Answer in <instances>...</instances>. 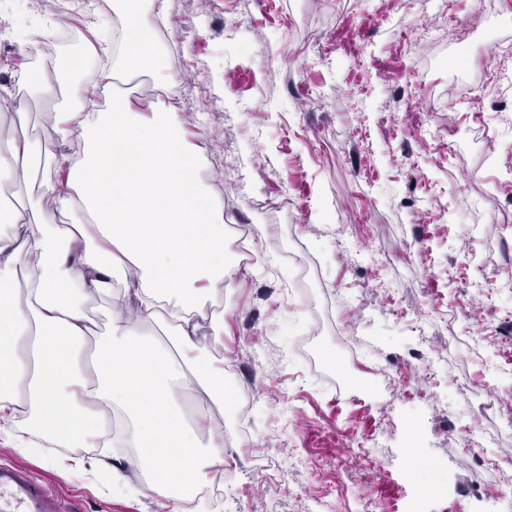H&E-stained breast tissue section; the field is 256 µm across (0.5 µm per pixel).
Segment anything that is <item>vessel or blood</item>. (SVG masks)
Here are the masks:
<instances>
[{"mask_svg": "<svg viewBox=\"0 0 512 512\" xmlns=\"http://www.w3.org/2000/svg\"><path fill=\"white\" fill-rule=\"evenodd\" d=\"M0 512H64L33 472L20 465H0Z\"/></svg>", "mask_w": 512, "mask_h": 512, "instance_id": "vessel-or-blood-1", "label": "vessel or blood"}]
</instances>
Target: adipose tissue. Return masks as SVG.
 I'll list each match as a JSON object with an SVG mask.
<instances>
[{
	"mask_svg": "<svg viewBox=\"0 0 512 512\" xmlns=\"http://www.w3.org/2000/svg\"><path fill=\"white\" fill-rule=\"evenodd\" d=\"M163 12L164 0H113L123 42L96 74V86L113 91L105 107L90 104L72 61L54 62L67 75L68 104L52 132L75 136V150L54 152L26 132L28 99L52 90L40 70L17 73L27 99L0 94V116L17 131L0 149V179L33 177L52 201L17 208L0 232V421L23 414L59 444L99 448L111 446L122 419L131 464L169 499L222 479L228 462L219 413L230 365L205 354L198 329L201 304L237 267L179 113L113 90L116 80L143 77L167 93L176 87L172 64L141 37ZM90 293L109 300L112 323L84 370Z\"/></svg>",
	"mask_w": 512,
	"mask_h": 512,
	"instance_id": "obj_1",
	"label": "adipose tissue"
}]
</instances>
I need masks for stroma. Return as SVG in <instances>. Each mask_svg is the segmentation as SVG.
Instances as JSON below:
<instances>
[{"label": "stroma", "mask_w": 512, "mask_h": 512, "mask_svg": "<svg viewBox=\"0 0 512 512\" xmlns=\"http://www.w3.org/2000/svg\"><path fill=\"white\" fill-rule=\"evenodd\" d=\"M448 0L447 13L423 0H166L158 50L174 56L170 100L189 141L201 149L209 188L226 197V225H262L253 264L202 306L200 334L231 368L224 384L248 391L253 421L237 415L224 431L240 448L235 480L218 492L176 501L152 493L143 469L114 479L104 456L118 448L29 450L19 434L0 436V463L33 470L72 512H404L432 481L407 470L412 456L442 459L448 490L428 512H473L471 487L512 480V428L482 424L472 386L512 389V290L485 293V279L512 278V93L471 106L468 87L495 81L494 39L512 38V0ZM0 0V90L42 59L81 54L76 32L51 52L21 44L18 32L53 20L94 16L112 33V0ZM427 28L413 41L410 29ZM466 52L468 71L448 59ZM366 54L374 78L355 67ZM496 125L492 149L476 138ZM460 140L457 159L447 156ZM436 313L415 327L417 309ZM223 316L215 335L211 321ZM417 376L432 357L429 403L397 399L346 403L345 378L364 379L352 354ZM483 426L497 475L461 451ZM382 428L372 464L351 457L352 434Z\"/></svg>", "instance_id": "35a3bbf8"}]
</instances>
